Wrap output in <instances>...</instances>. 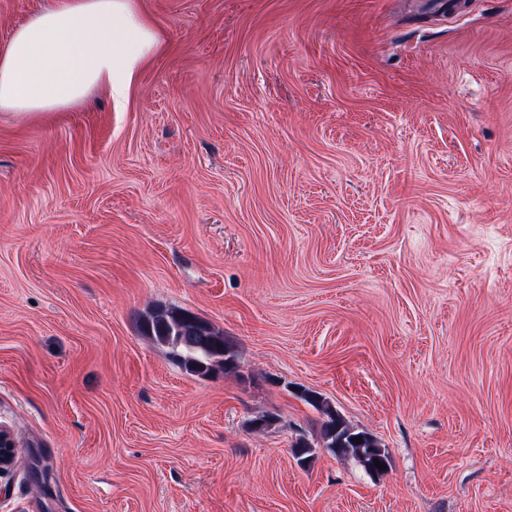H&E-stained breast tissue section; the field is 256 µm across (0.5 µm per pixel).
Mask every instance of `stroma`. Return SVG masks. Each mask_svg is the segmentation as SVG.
I'll return each mask as SVG.
<instances>
[{
  "mask_svg": "<svg viewBox=\"0 0 512 512\" xmlns=\"http://www.w3.org/2000/svg\"><path fill=\"white\" fill-rule=\"evenodd\" d=\"M138 2L126 103L0 115V512H512V0ZM187 311L176 308L159 309L149 314L143 321L142 334L148 336L158 345L167 349V354L173 355L174 350L171 348V338L179 336L176 328L180 326L186 319ZM196 314L188 317L189 330L192 333L206 331L188 338L190 347H180L177 354L173 355L186 373L195 374L201 370L205 364L207 371L213 362L223 364L224 351L232 350L233 344L224 338V334L216 331L209 323L206 327L205 323ZM235 352L224 359V372L235 368ZM300 396L326 417L322 423L321 436L330 451L336 455L350 454L355 456L370 473H382L387 470H380L374 465V459H377L387 468L389 466L386 453L380 447L376 438L366 432L355 431L351 428L329 401L320 394L303 389ZM356 436H361V443L352 441V438Z\"/></svg>",
  "mask_w": 512,
  "mask_h": 512,
  "instance_id": "1",
  "label": "stroma"
}]
</instances>
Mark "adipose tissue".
Wrapping results in <instances>:
<instances>
[{
    "instance_id": "obj_1",
    "label": "adipose tissue",
    "mask_w": 512,
    "mask_h": 512,
    "mask_svg": "<svg viewBox=\"0 0 512 512\" xmlns=\"http://www.w3.org/2000/svg\"><path fill=\"white\" fill-rule=\"evenodd\" d=\"M163 44L138 0H53L0 44V113L41 119L93 89L124 102Z\"/></svg>"
}]
</instances>
